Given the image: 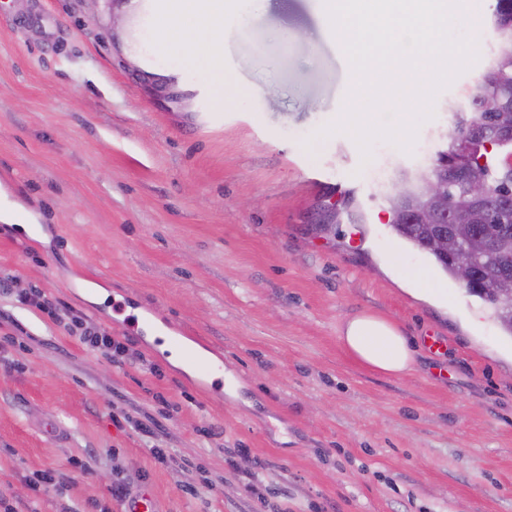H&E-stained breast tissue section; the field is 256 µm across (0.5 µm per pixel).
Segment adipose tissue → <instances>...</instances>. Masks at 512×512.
<instances>
[{
	"instance_id": "adipose-tissue-1",
	"label": "adipose tissue",
	"mask_w": 512,
	"mask_h": 512,
	"mask_svg": "<svg viewBox=\"0 0 512 512\" xmlns=\"http://www.w3.org/2000/svg\"><path fill=\"white\" fill-rule=\"evenodd\" d=\"M170 11L153 25L155 47L183 52L182 65L197 80L209 86L216 102H223L224 16L226 0H171ZM344 349L361 365L375 372L398 377L412 371L416 350L413 342L392 321L362 311L340 328Z\"/></svg>"
}]
</instances>
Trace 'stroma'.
Listing matches in <instances>:
<instances>
[{
  "label": "stroma",
  "instance_id": "35a3bbf8",
  "mask_svg": "<svg viewBox=\"0 0 512 512\" xmlns=\"http://www.w3.org/2000/svg\"><path fill=\"white\" fill-rule=\"evenodd\" d=\"M139 9L0 0V189L37 226L0 223V336L14 338L0 349V496L19 512H123L121 480L159 512H512V337L392 232L351 136L318 137L351 75L320 0L258 14L234 0L224 69L241 93L220 109L179 51L152 56ZM453 33L478 59L436 94L416 146L390 145L395 169L430 167L449 103L493 54L488 26ZM402 261L438 293L414 291ZM32 291L48 310L20 303ZM58 303L122 357L83 344ZM145 306L222 356L223 390L134 335ZM360 311L413 340L409 374L346 353L340 327ZM45 471L56 481L31 490ZM82 339L92 347H103L112 351L114 353V358L116 355L123 354L126 349L124 343L112 338V336L108 335L105 330L94 325L85 327Z\"/></svg>",
  "mask_w": 512,
  "mask_h": 512
}]
</instances>
